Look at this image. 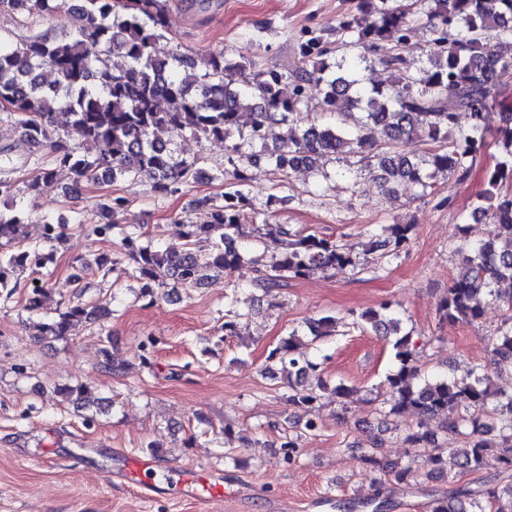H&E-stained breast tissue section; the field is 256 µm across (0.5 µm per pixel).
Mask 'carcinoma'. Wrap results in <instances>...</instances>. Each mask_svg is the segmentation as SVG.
Listing matches in <instances>:
<instances>
[{"instance_id":"obj_1","label":"carcinoma","mask_w":512,"mask_h":512,"mask_svg":"<svg viewBox=\"0 0 512 512\" xmlns=\"http://www.w3.org/2000/svg\"><path fill=\"white\" fill-rule=\"evenodd\" d=\"M430 3L422 9L419 3ZM360 16L339 22L336 31L376 50L392 44L380 63L392 78L368 88L362 84L358 62L331 58L332 49L322 36L313 35L299 45L287 72L258 69L243 53H212L195 59L164 45L169 0H0V11L16 13L23 24L66 16L71 32L60 35L49 28L14 44L0 43V109L19 116L20 142L0 145V293L12 296L20 282L18 269L38 273L53 255L55 243L64 236L67 221L50 216L41 238L31 241L24 223L25 200L21 196L17 167L11 154L26 149L25 179L29 196L39 192L57 168L71 174L72 189L91 184L115 183L146 177L154 191L173 196L191 178L195 163L177 157L157 132L172 135L189 132L205 140L224 142L231 177L237 188L222 201L199 200L208 208L204 224H188L184 241L165 247L148 240L140 228L127 231L121 240L132 262L128 276L140 283L141 297L153 302L157 290L172 281L185 288L205 284L211 274L231 273L245 265H258L263 257L235 245L241 238L248 199L240 186L251 166L266 163L279 170L297 167L317 169L326 157L352 154L367 162L369 172H381L384 184L411 183L431 187L437 172L459 178L470 175L489 135L486 113L505 107L498 73L512 67V0H358ZM423 22L432 29L427 65L413 69L404 55L405 35L410 26ZM119 54L125 64L116 68L109 57ZM48 67L55 79L46 84L39 71ZM290 81L293 93L283 94ZM322 86V111L333 121L318 125L303 115L306 86ZM166 107H160V104ZM364 120L352 123L355 111ZM70 116L67 126L56 123V114ZM243 112L253 115L248 130L240 127ZM294 125L288 138L279 129ZM379 129L382 138L371 136ZM420 137L431 148L419 162L404 156L400 143ZM500 157L486 172L487 188L476 199L474 211L498 225L494 242L472 244L466 225H457L454 245L466 253L465 270L454 277L439 303L448 322L474 321L482 310L478 298L490 296L512 309V111L493 135ZM89 146L81 152L72 142ZM49 150L50 160L39 155ZM122 196L107 194L95 205L91 234L108 237L118 227L117 217L126 207ZM282 236L283 251L268 262L270 273L259 283L269 292L288 278H300L317 270L342 273L360 265L359 256L336 241L315 233L301 234L287 224L267 225ZM409 224H383L380 234L367 244L363 255L380 251L397 253L409 240ZM211 242L208 253L193 250L198 240ZM77 300L66 303L49 318L42 312L46 289H29L24 310L32 336L65 339L81 326L101 324L112 315L109 303L85 301L87 286L81 276ZM246 285H228L224 295L225 335L235 333L238 313L235 303ZM385 337H393L396 367L386 381L393 393L390 413L412 412L420 418L443 415L446 429L459 439L455 448L438 444L437 436L419 424L408 433V448H435L432 473L444 475L448 468L479 471L493 463L512 471V454L499 455L496 448L512 449V391L492 388L476 367L450 376L427 377L414 364L410 333L402 331L392 303L356 317ZM342 321L326 315L307 323V332L293 329L270 350L267 359L286 374L289 401L307 409L317 407L321 393L331 390L337 398L348 388L339 383L328 388L321 363L302 350V336L313 345L336 335ZM495 364L512 366V317L504 320L488 339ZM60 393L88 409L99 400L87 397L81 384L64 386ZM359 460L383 477L409 484L411 467L386 463L372 454ZM512 512V484H498L481 491L460 489L430 502L429 512Z\"/></svg>"}]
</instances>
